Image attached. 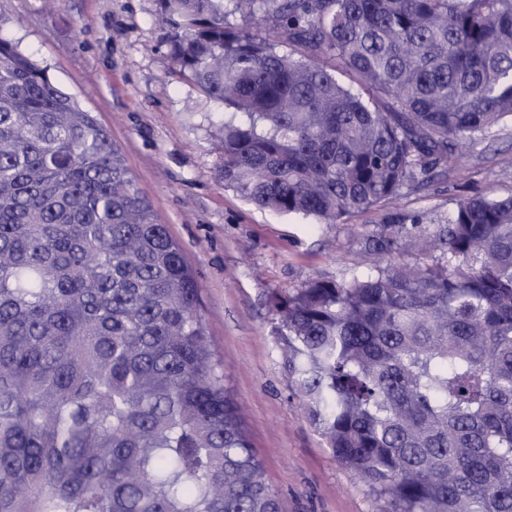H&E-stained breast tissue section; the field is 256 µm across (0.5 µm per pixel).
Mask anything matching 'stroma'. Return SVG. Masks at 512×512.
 I'll use <instances>...</instances> for the list:
<instances>
[{
	"mask_svg": "<svg viewBox=\"0 0 512 512\" xmlns=\"http://www.w3.org/2000/svg\"><path fill=\"white\" fill-rule=\"evenodd\" d=\"M0 38L92 112L182 248L201 286L199 313L224 385L282 512H384L291 395L274 341V301L310 281L368 269L369 239L389 214L420 215L433 232L459 200L511 193L503 168L512 161V126L459 151L447 176L426 189L340 224H313L259 209L225 187L224 107L173 63L159 0H0Z\"/></svg>",
	"mask_w": 512,
	"mask_h": 512,
	"instance_id": "35a3bbf8",
	"label": "stroma"
}]
</instances>
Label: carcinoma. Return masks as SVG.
Segmentation results:
<instances>
[{"mask_svg": "<svg viewBox=\"0 0 512 512\" xmlns=\"http://www.w3.org/2000/svg\"><path fill=\"white\" fill-rule=\"evenodd\" d=\"M161 3L260 209L338 223L512 121V0ZM373 241L427 261L279 300L292 395L386 512H512V195ZM200 293L108 133L0 39V512H281Z\"/></svg>", "mask_w": 512, "mask_h": 512, "instance_id": "carcinoma-1", "label": "carcinoma"}]
</instances>
